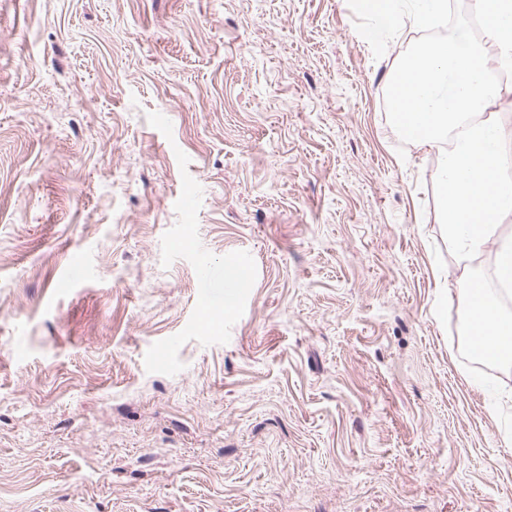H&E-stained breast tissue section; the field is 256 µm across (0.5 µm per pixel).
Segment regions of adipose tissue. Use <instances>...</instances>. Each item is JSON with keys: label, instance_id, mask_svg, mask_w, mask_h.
Instances as JSON below:
<instances>
[{"label": "adipose tissue", "instance_id": "ef3b65f1", "mask_svg": "<svg viewBox=\"0 0 512 512\" xmlns=\"http://www.w3.org/2000/svg\"><path fill=\"white\" fill-rule=\"evenodd\" d=\"M478 11L492 40L498 68L512 72V0H478ZM480 45L461 34L409 56L391 78L407 102L393 113L397 127L442 160L439 208L448 244L463 261L495 244L497 289L468 277L465 308L483 311L482 324L468 325V347H493L512 362V234L501 236L512 215V121L498 110L512 107V82L490 79Z\"/></svg>", "mask_w": 512, "mask_h": 512}]
</instances>
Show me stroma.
Returning <instances> with one entry per match:
<instances>
[{"instance_id":"1","label":"stroma","mask_w":512,"mask_h":512,"mask_svg":"<svg viewBox=\"0 0 512 512\" xmlns=\"http://www.w3.org/2000/svg\"><path fill=\"white\" fill-rule=\"evenodd\" d=\"M367 26L0 0V512H512V364L459 339L494 255L386 107L420 29Z\"/></svg>"}]
</instances>
